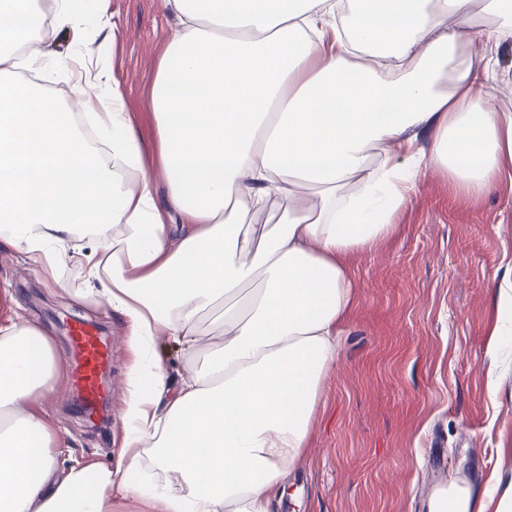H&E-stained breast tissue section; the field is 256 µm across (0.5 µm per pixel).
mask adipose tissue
Returning a JSON list of instances; mask_svg holds the SVG:
<instances>
[{
    "mask_svg": "<svg viewBox=\"0 0 512 512\" xmlns=\"http://www.w3.org/2000/svg\"><path fill=\"white\" fill-rule=\"evenodd\" d=\"M52 3L48 18L0 6V249L56 283L82 268L128 319L135 359L120 461L61 462L35 404L62 358L0 290V512H112L116 490L160 512H269L339 358L349 255L389 230L425 168L475 196L512 177V113L482 94L493 71L461 31L478 10L485 43L512 41V0H162L182 26L147 100L162 200L119 84L76 80L101 105L84 122L21 81L49 61L72 70L35 32L78 35L87 18ZM161 336L181 348L179 382ZM490 499L512 512V478L437 489L428 512Z\"/></svg>",
    "mask_w": 512,
    "mask_h": 512,
    "instance_id": "obj_1",
    "label": "adipose tissue"
}]
</instances>
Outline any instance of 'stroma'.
I'll return each instance as SVG.
<instances>
[{
  "instance_id": "35a3bbf8",
  "label": "stroma",
  "mask_w": 512,
  "mask_h": 512,
  "mask_svg": "<svg viewBox=\"0 0 512 512\" xmlns=\"http://www.w3.org/2000/svg\"><path fill=\"white\" fill-rule=\"evenodd\" d=\"M89 3V36L110 47L101 66L121 85L143 169L165 195L147 99L180 24L161 0ZM485 22L478 15L468 26L473 51L492 55L505 75L482 92L512 111V42L487 52L478 36ZM350 263L355 301L342 323L341 359L323 382L303 459L272 491L269 512H428L438 488L512 478V362L488 347L494 293L512 284V181L475 197L427 173L386 236ZM63 281L65 290L55 289L24 254L0 251V289L51 331L61 357L69 355L63 321H83L111 338L102 426L71 405L66 369L58 393L36 408L62 430L66 460L117 459L133 362L129 325L103 300H75L84 286L77 269H65Z\"/></svg>"
}]
</instances>
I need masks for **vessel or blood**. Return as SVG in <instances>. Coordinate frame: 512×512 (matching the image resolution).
<instances>
[{
    "label": "vessel or blood",
    "mask_w": 512,
    "mask_h": 512,
    "mask_svg": "<svg viewBox=\"0 0 512 512\" xmlns=\"http://www.w3.org/2000/svg\"><path fill=\"white\" fill-rule=\"evenodd\" d=\"M74 367L72 382L89 423H97L108 400L106 377L112 364V344L80 321L68 326Z\"/></svg>",
    "instance_id": "vessel-or-blood-1"
}]
</instances>
